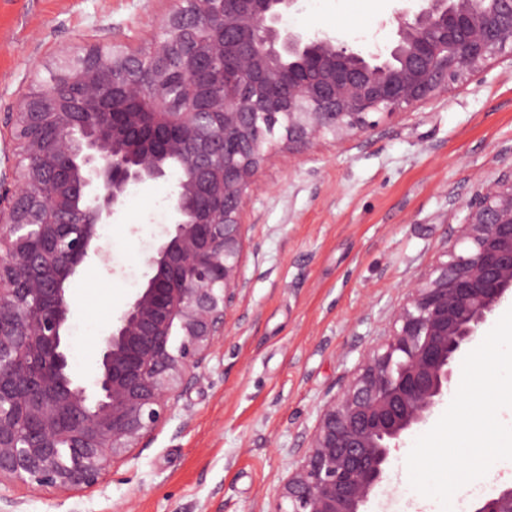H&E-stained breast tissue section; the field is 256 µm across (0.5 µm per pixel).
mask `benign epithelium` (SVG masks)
<instances>
[{"instance_id":"7a95c632","label":"benign epithelium","mask_w":512,"mask_h":512,"mask_svg":"<svg viewBox=\"0 0 512 512\" xmlns=\"http://www.w3.org/2000/svg\"><path fill=\"white\" fill-rule=\"evenodd\" d=\"M296 3L171 0L146 47L88 43L17 102L0 171V478L93 490L203 381L276 132L300 145L325 132L350 140L512 62V0H401L390 42L373 50L282 27ZM174 168L173 227L102 338L89 392L68 357L71 283L87 261L108 260L98 226L129 186ZM458 207L442 259L324 403L270 512H367L392 451L428 421L459 357L512 298V163ZM474 512H512V486Z\"/></svg>"}]
</instances>
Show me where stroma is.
<instances>
[{
	"label": "stroma",
	"instance_id": "obj_1",
	"mask_svg": "<svg viewBox=\"0 0 512 512\" xmlns=\"http://www.w3.org/2000/svg\"><path fill=\"white\" fill-rule=\"evenodd\" d=\"M396 0H298L283 27L386 42ZM169 0H0V129L22 91L88 40L144 45ZM512 149V65L495 63L413 113L339 142L281 144L245 210L241 282L205 379L134 457L83 493L0 482L14 512H268L306 451L318 413L389 330L410 282L438 258L448 227ZM175 176L126 192L99 227L107 262L73 285L71 371L91 384L99 342L144 282L171 220ZM393 452L368 512L417 496Z\"/></svg>",
	"mask_w": 512,
	"mask_h": 512
}]
</instances>
